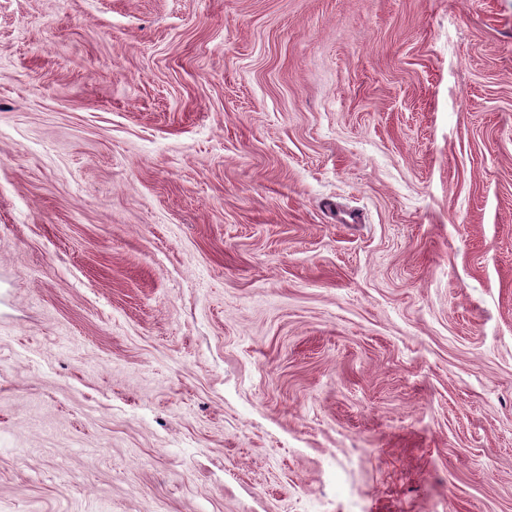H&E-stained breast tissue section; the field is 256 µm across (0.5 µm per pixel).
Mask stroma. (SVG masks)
Listing matches in <instances>:
<instances>
[{"instance_id": "35a3bbf8", "label": "stroma", "mask_w": 512, "mask_h": 512, "mask_svg": "<svg viewBox=\"0 0 512 512\" xmlns=\"http://www.w3.org/2000/svg\"><path fill=\"white\" fill-rule=\"evenodd\" d=\"M0 512H512V0H0Z\"/></svg>"}]
</instances>
